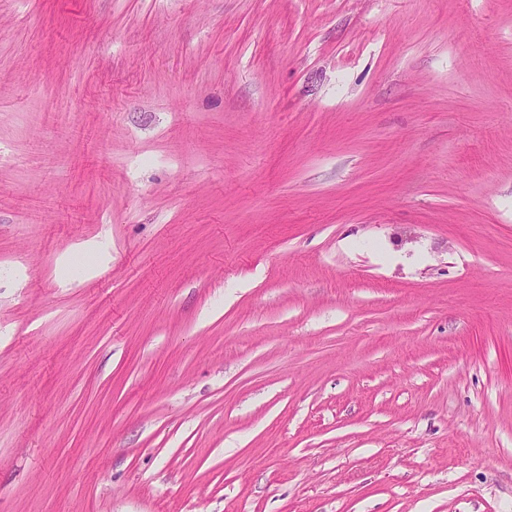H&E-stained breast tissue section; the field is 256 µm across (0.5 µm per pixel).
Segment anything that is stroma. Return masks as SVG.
<instances>
[{
  "label": "stroma",
  "mask_w": 512,
  "mask_h": 512,
  "mask_svg": "<svg viewBox=\"0 0 512 512\" xmlns=\"http://www.w3.org/2000/svg\"><path fill=\"white\" fill-rule=\"evenodd\" d=\"M0 512H512V0H0Z\"/></svg>",
  "instance_id": "obj_1"
}]
</instances>
